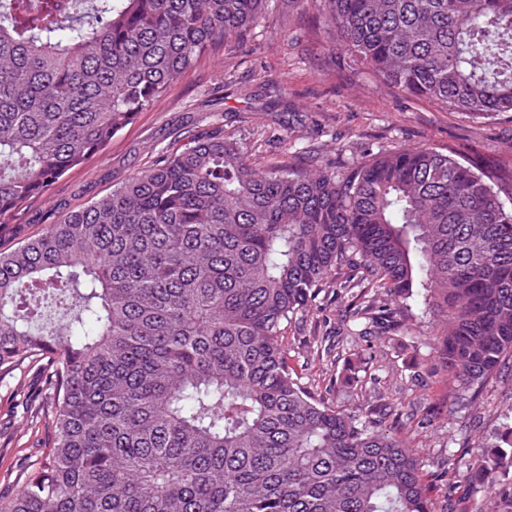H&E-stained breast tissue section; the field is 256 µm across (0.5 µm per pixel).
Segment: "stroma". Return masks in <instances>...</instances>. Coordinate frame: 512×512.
I'll use <instances>...</instances> for the list:
<instances>
[{
    "mask_svg": "<svg viewBox=\"0 0 512 512\" xmlns=\"http://www.w3.org/2000/svg\"><path fill=\"white\" fill-rule=\"evenodd\" d=\"M221 128L259 166L296 167L310 160L340 174L383 149L427 146L459 162H477L496 181L512 179V112L473 119L376 84L336 53V35L320 0H270L243 41L200 56L165 93L115 135L104 154L69 170L47 194L0 218V250L109 193L192 137ZM349 300L335 289L298 315L282 336L303 383L326 403L353 410L389 405L383 429L400 436L424 464L433 512H471L470 447L494 443L512 406V371L489 380L477 402L457 396L439 369L429 316L409 329L375 331L337 342ZM337 345L318 355L317 343ZM39 370L26 365L0 377V491L7 475L43 447L29 397Z\"/></svg>",
    "mask_w": 512,
    "mask_h": 512,
    "instance_id": "stroma-1",
    "label": "stroma"
}]
</instances>
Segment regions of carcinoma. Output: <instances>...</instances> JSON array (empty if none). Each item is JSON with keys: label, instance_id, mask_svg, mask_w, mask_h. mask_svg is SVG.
Returning <instances> with one entry per match:
<instances>
[{"label": "carcinoma", "instance_id": "carcinoma-1", "mask_svg": "<svg viewBox=\"0 0 512 512\" xmlns=\"http://www.w3.org/2000/svg\"><path fill=\"white\" fill-rule=\"evenodd\" d=\"M349 66L448 112H512V0H321ZM267 0H0V217L95 156ZM347 335L433 318L461 389L512 358V180L430 147L339 176L255 167L221 130L0 252V375L44 366L29 459L0 512H433L376 409L315 398L280 336L331 286ZM50 293L73 311L34 331ZM466 463L512 512V407Z\"/></svg>", "mask_w": 512, "mask_h": 512}]
</instances>
